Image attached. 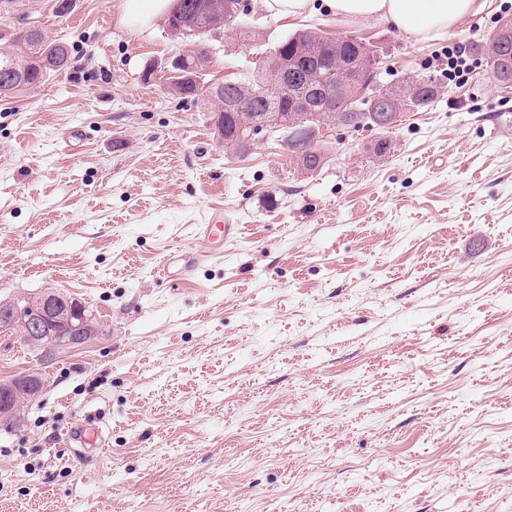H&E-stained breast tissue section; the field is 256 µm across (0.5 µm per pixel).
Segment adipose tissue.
Returning <instances> with one entry per match:
<instances>
[{
	"mask_svg": "<svg viewBox=\"0 0 512 512\" xmlns=\"http://www.w3.org/2000/svg\"><path fill=\"white\" fill-rule=\"evenodd\" d=\"M491 0H264L268 12L303 16L322 8L351 23L383 21L396 31L426 40L458 30Z\"/></svg>",
	"mask_w": 512,
	"mask_h": 512,
	"instance_id": "adipose-tissue-1",
	"label": "adipose tissue"
}]
</instances>
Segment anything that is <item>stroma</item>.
Returning a JSON list of instances; mask_svg holds the SVG:
<instances>
[{"label": "stroma", "mask_w": 512, "mask_h": 512, "mask_svg": "<svg viewBox=\"0 0 512 512\" xmlns=\"http://www.w3.org/2000/svg\"><path fill=\"white\" fill-rule=\"evenodd\" d=\"M122 2L0 18V48L35 26L71 52L0 98V300L51 289L100 325L49 355L0 334V377L45 381L0 430V512H512V86L479 49L512 0L430 40L242 0L264 49L356 37L439 85L383 155L378 131L324 126L312 173L278 138L216 137L208 89L250 57L234 28L184 98L163 71L184 42L162 17L129 29ZM214 210L238 236L160 277ZM80 421L100 446H66Z\"/></svg>", "instance_id": "35a3bbf8"}]
</instances>
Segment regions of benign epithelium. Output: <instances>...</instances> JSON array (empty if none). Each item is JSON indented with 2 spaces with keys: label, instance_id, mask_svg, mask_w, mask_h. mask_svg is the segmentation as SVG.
Returning a JSON list of instances; mask_svg holds the SVG:
<instances>
[{
  "label": "benign epithelium",
  "instance_id": "7a95c632",
  "mask_svg": "<svg viewBox=\"0 0 512 512\" xmlns=\"http://www.w3.org/2000/svg\"><path fill=\"white\" fill-rule=\"evenodd\" d=\"M181 5L182 0H173L168 20L172 23L180 21V25L175 27L174 31L180 37L192 41L202 34V31L181 17ZM69 58L68 48L58 44L50 53H37L29 57V65L38 69L60 68L68 65ZM27 75L28 71L22 68L5 76L4 81L0 82V97L6 98L13 93L14 88L25 85ZM356 88L357 81L348 80L336 90V95L329 98L324 110L334 112L342 108V102L352 100L351 93ZM375 103L378 111L370 114L369 125L374 128L391 125V98L381 95L376 98ZM272 130L274 126L270 125L266 117L261 116L249 124L246 134L242 135V140L251 147L268 139ZM24 301L25 304L22 306L12 300L0 303L6 310L0 326L17 331L29 346L37 349H72L84 346L94 337L92 316L87 313V307L81 302L53 290L28 296ZM21 388L36 393L41 388V379L35 374H29L0 381V423L18 425L16 405L12 397Z\"/></svg>",
  "mask_w": 512,
  "mask_h": 512
}]
</instances>
